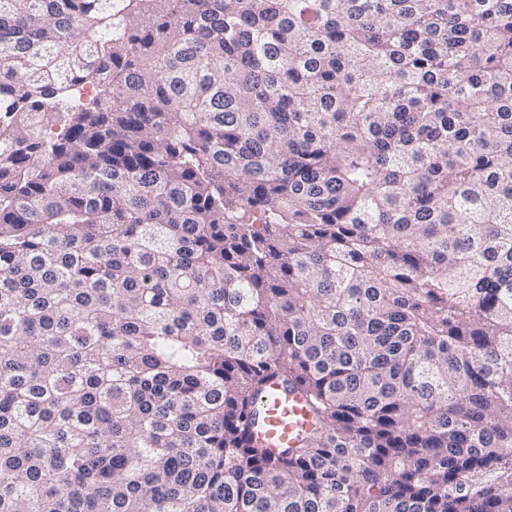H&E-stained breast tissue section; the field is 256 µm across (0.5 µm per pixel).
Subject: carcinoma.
I'll list each match as a JSON object with an SVG mask.
<instances>
[{
  "label": "carcinoma",
  "mask_w": 512,
  "mask_h": 512,
  "mask_svg": "<svg viewBox=\"0 0 512 512\" xmlns=\"http://www.w3.org/2000/svg\"><path fill=\"white\" fill-rule=\"evenodd\" d=\"M0 512H512V0H0ZM261 410V435L278 446L293 444L310 421V413L302 398L275 385L268 390Z\"/></svg>",
  "instance_id": "cac0c4a2"
}]
</instances>
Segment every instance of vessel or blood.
I'll use <instances>...</instances> for the list:
<instances>
[{
    "instance_id": "b4317fda",
    "label": "vessel or blood",
    "mask_w": 512,
    "mask_h": 512,
    "mask_svg": "<svg viewBox=\"0 0 512 512\" xmlns=\"http://www.w3.org/2000/svg\"><path fill=\"white\" fill-rule=\"evenodd\" d=\"M261 410V434L278 446L294 443L310 421V414L302 398L275 385L268 390Z\"/></svg>"
}]
</instances>
